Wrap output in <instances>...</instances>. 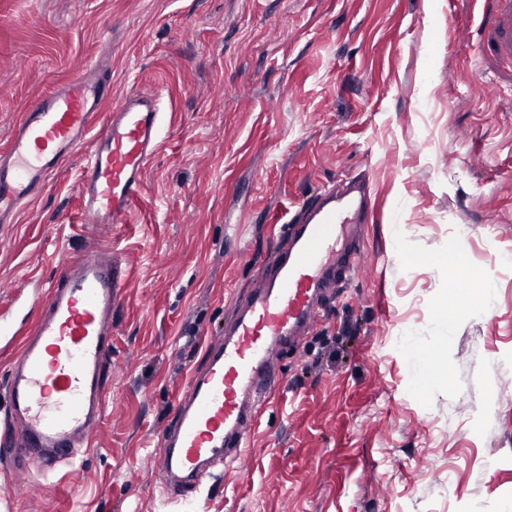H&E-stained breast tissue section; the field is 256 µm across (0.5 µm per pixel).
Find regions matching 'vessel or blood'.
Returning <instances> with one entry per match:
<instances>
[{
  "label": "vessel or blood",
  "mask_w": 512,
  "mask_h": 512,
  "mask_svg": "<svg viewBox=\"0 0 512 512\" xmlns=\"http://www.w3.org/2000/svg\"><path fill=\"white\" fill-rule=\"evenodd\" d=\"M488 25L489 52L512 60V0ZM107 103L112 110L97 126ZM164 118L158 96L113 98L111 74L93 67L27 105L0 151V224H13L59 167L82 145L90 147L79 187L89 246L76 259L53 255L58 280L8 375L0 456L13 464L12 478L50 459L74 461L94 445L108 399L112 312L127 285L98 235L128 223L162 142ZM369 193L365 179L350 180L300 205L299 217L282 225L286 246L273 248L223 335L207 341L205 368L189 375L175 426L157 438L158 466L177 478L169 497L186 498L214 461L243 464L257 409L278 384L281 352L314 326L332 288L368 276L352 237Z\"/></svg>",
  "instance_id": "obj_1"
}]
</instances>
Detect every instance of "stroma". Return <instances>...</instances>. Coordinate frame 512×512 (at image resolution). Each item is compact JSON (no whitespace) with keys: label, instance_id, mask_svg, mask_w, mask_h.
I'll return each mask as SVG.
<instances>
[{"label":"stroma","instance_id":"1","mask_svg":"<svg viewBox=\"0 0 512 512\" xmlns=\"http://www.w3.org/2000/svg\"><path fill=\"white\" fill-rule=\"evenodd\" d=\"M498 0H0V149L36 97L106 60L166 112L129 223L97 449L6 483L0 512H512V71ZM88 147L0 228V314L35 320L51 256H80ZM372 277L280 359L248 469L168 500L155 438L255 285L279 220L350 176ZM418 256L411 269L398 247ZM495 286L457 313L448 259ZM446 308L448 335L433 333ZM445 380L418 388L406 338ZM501 1L505 2L502 11L488 22V26L494 31V38L488 43V50L498 58L512 61V2Z\"/></svg>","mask_w":512,"mask_h":512}]
</instances>
